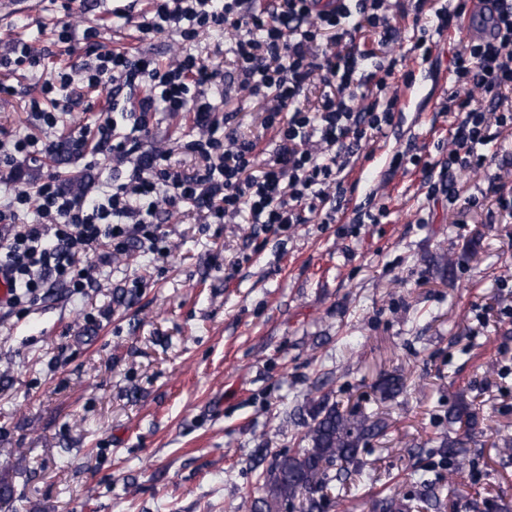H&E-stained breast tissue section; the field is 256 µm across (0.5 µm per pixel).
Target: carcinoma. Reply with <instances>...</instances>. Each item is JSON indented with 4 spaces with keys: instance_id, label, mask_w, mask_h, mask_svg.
<instances>
[{
    "instance_id": "carcinoma-1",
    "label": "carcinoma",
    "mask_w": 512,
    "mask_h": 512,
    "mask_svg": "<svg viewBox=\"0 0 512 512\" xmlns=\"http://www.w3.org/2000/svg\"><path fill=\"white\" fill-rule=\"evenodd\" d=\"M404 388V377L397 372L383 375L376 384L383 399L398 396ZM305 413L309 420L304 422L302 445L273 455L262 472L264 496L249 505L250 512H282L297 504L301 512H321L328 494L340 492L351 477L361 474V449L387 427L380 418L344 408L327 393L310 399ZM457 424L465 430L443 436L433 450L450 464L467 458L468 445L478 428V413L463 398L448 409V425ZM414 477L420 499L429 509L440 508L443 496L456 492L451 483L446 489L439 486L425 470L414 472ZM410 508L409 499L398 494L377 498L372 504V512H410Z\"/></svg>"
}]
</instances>
